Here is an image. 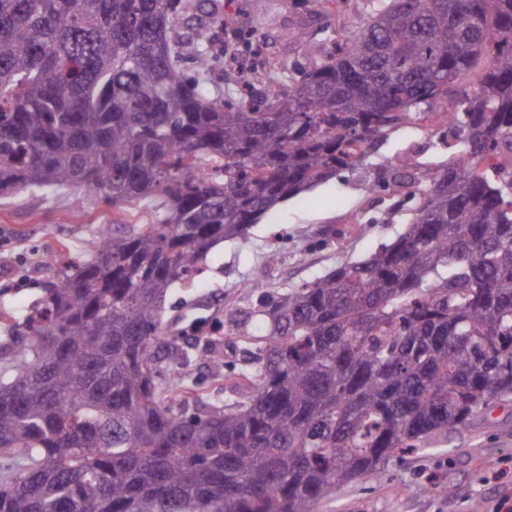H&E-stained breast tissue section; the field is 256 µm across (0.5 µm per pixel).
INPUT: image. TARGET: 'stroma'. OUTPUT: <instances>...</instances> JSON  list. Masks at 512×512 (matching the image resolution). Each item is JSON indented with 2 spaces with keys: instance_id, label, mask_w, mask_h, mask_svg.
Returning a JSON list of instances; mask_svg holds the SVG:
<instances>
[{
  "instance_id": "1",
  "label": "stroma",
  "mask_w": 512,
  "mask_h": 512,
  "mask_svg": "<svg viewBox=\"0 0 512 512\" xmlns=\"http://www.w3.org/2000/svg\"><path fill=\"white\" fill-rule=\"evenodd\" d=\"M368 0H206L204 14L183 19L226 52L224 82L261 71L266 61L294 71L322 57L327 31L355 29ZM301 38H289L292 29ZM397 164L408 159L436 166L448 149L429 128L406 124L381 150ZM372 170H343L336 177L281 203L249 231L208 255L189 286L176 287L164 320L180 345L217 336L229 308L251 302L248 282L288 288L321 276L337 263L357 259L391 242L402 216H388L383 193L371 191ZM112 221V206L77 188L52 195L22 190L0 201V308L22 318L49 282L39 253L68 246L83 252L98 225ZM280 250L278 264L264 256ZM512 493V401L496 405L473 428L449 431L434 446L391 459L381 473L337 489L322 512H491L502 493Z\"/></svg>"
}]
</instances>
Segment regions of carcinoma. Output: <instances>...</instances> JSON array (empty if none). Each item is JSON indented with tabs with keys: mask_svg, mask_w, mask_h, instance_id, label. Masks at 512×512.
Returning <instances> with one entry per match:
<instances>
[{
	"mask_svg": "<svg viewBox=\"0 0 512 512\" xmlns=\"http://www.w3.org/2000/svg\"><path fill=\"white\" fill-rule=\"evenodd\" d=\"M190 6L0 0V197L79 186L117 213L82 255L55 252L59 280L0 344V512H321L512 401V172L487 162L512 151V0H369L314 67L247 75L234 98L213 95ZM443 113L447 163L376 165L374 185L409 188L387 207L412 215L395 240L251 289L201 355L224 400L199 390L163 336L171 290ZM153 201L152 223L125 222Z\"/></svg>",
	"mask_w": 512,
	"mask_h": 512,
	"instance_id": "carcinoma-1",
	"label": "carcinoma"
}]
</instances>
